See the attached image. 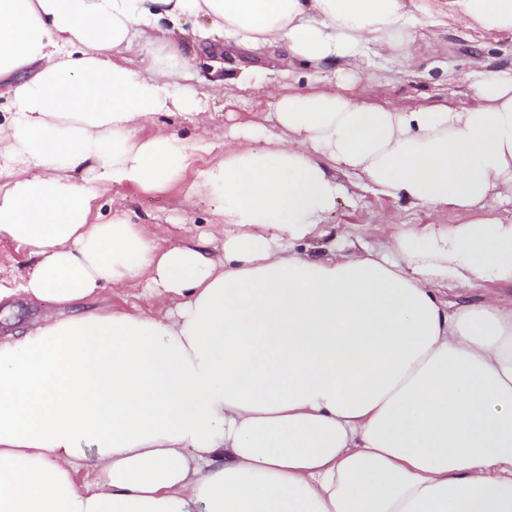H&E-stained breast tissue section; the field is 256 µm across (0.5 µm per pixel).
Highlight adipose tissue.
Here are the masks:
<instances>
[{
  "label": "adipose tissue",
  "instance_id": "ef3b65f1",
  "mask_svg": "<svg viewBox=\"0 0 512 512\" xmlns=\"http://www.w3.org/2000/svg\"><path fill=\"white\" fill-rule=\"evenodd\" d=\"M512 33V0H0V236L35 263L0 304L56 316L0 338V512H512V308L464 309L441 285H512V68L477 69L474 105L353 98L371 45L410 58L419 16ZM282 48L327 84L276 93L230 132L199 186L224 223L161 248L100 189L156 191L193 149L136 138L199 109L185 24ZM150 47L148 69L131 52ZM465 215L389 235L377 255L313 258L345 199L337 172ZM140 281L155 316L71 305Z\"/></svg>",
  "mask_w": 512,
  "mask_h": 512
}]
</instances>
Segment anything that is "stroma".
Instances as JSON below:
<instances>
[{
  "mask_svg": "<svg viewBox=\"0 0 512 512\" xmlns=\"http://www.w3.org/2000/svg\"><path fill=\"white\" fill-rule=\"evenodd\" d=\"M417 49L405 61L378 55L368 47L365 56L363 85L369 94L381 102L409 106L418 102H472L474 94L465 76L475 63L490 69L512 67V34H492L448 23L439 27L419 24L416 28ZM181 51L189 60L194 79L189 85L202 100V114H160L143 122L137 136H151L158 127H165L186 143L196 146L192 165L181 178L169 187L145 192L133 186L106 188L94 203L99 222L111 221L121 215L137 224L146 233H159L162 246L177 245L190 239L209 240L214 258H222L224 233L216 224L213 207L199 194V173L224 158V146L218 136L235 124H244L255 116H265L274 109L270 87L281 85L283 71H291L294 87L307 90L315 86L320 71L311 66H289L282 50L270 48L257 53L228 46L224 49V64L231 70L242 66H257L266 71L268 86L241 88L235 85H210L211 59L200 49L192 36H185ZM348 197L331 216L336 226L335 236L312 240L309 254L327 258L334 256V240L342 238L362 243L376 251L386 234L380 217L383 212L395 211L404 224L462 223V216L448 211L437 215L425 208L397 202L384 195L353 187L351 177H343ZM175 298L167 293L147 294L142 284L125 288H108L96 297L83 302L86 310H119L148 315L173 309Z\"/></svg>",
  "mask_w": 512,
  "mask_h": 512,
  "instance_id": "obj_1",
  "label": "stroma"
}]
</instances>
